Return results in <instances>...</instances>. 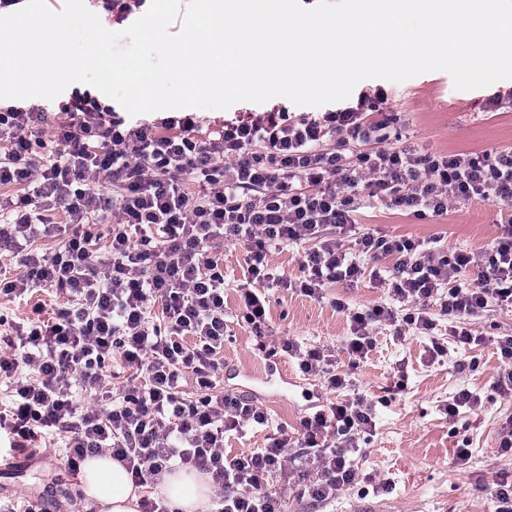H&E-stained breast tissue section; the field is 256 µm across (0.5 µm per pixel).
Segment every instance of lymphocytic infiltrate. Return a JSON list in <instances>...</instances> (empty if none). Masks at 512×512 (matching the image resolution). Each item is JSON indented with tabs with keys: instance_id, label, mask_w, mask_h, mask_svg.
Wrapping results in <instances>:
<instances>
[{
	"instance_id": "f902f5d3",
	"label": "lymphocytic infiltrate",
	"mask_w": 512,
	"mask_h": 512,
	"mask_svg": "<svg viewBox=\"0 0 512 512\" xmlns=\"http://www.w3.org/2000/svg\"><path fill=\"white\" fill-rule=\"evenodd\" d=\"M64 110L70 119L56 128L50 163L39 166L28 135L46 124L45 113L0 107V137L11 144L0 161V245L18 259L14 271H0V297L29 299L50 286L69 300L47 322L34 306V318L16 324L0 349V381L11 391L0 431L12 451L63 432L75 471L86 457L107 455L136 485L154 487L176 468L195 470L216 488L214 512H283L267 480L276 475L294 489L302 466L315 474L313 501L355 484L348 452L373 426L372 408L359 398L303 417L298 439L283 434L253 453L225 454L226 432L267 422L250 398L217 389L227 330L219 250L230 241L247 247L240 298L259 336L269 333L266 289L293 286L319 300L328 284L363 276L351 245L390 259L384 283L394 306L348 314L354 359L367 355L376 323L397 322L402 334L432 329L434 304L460 319L512 307V220L498 225L485 251L448 253L358 233L352 215L366 179L374 195L418 217L443 215L462 200L511 204L512 150L435 155L398 145L396 114L380 112L367 94L318 119L240 115L202 139L189 115L129 126L88 94ZM371 111L378 120H368ZM190 178L197 192L187 190ZM14 186L21 195H8ZM58 211L65 225L53 222ZM56 235L57 250H37V240ZM288 241L310 245L295 282L265 262ZM275 346L303 374L345 387L331 351L290 337ZM116 362L131 377L117 393L107 382ZM188 383L198 398H182ZM79 391L87 401L76 399Z\"/></svg>"
}]
</instances>
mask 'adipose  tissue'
I'll return each mask as SVG.
<instances>
[{
  "label": "adipose tissue",
  "instance_id": "adipose-tissue-1",
  "mask_svg": "<svg viewBox=\"0 0 512 512\" xmlns=\"http://www.w3.org/2000/svg\"><path fill=\"white\" fill-rule=\"evenodd\" d=\"M78 484L90 512H140L141 488L135 487L127 470L110 457L86 459ZM159 491L177 512H208L216 494L208 476L182 469L167 474Z\"/></svg>",
  "mask_w": 512,
  "mask_h": 512
}]
</instances>
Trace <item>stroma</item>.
Segmentation results:
<instances>
[{
  "label": "stroma",
  "mask_w": 512,
  "mask_h": 512,
  "mask_svg": "<svg viewBox=\"0 0 512 512\" xmlns=\"http://www.w3.org/2000/svg\"><path fill=\"white\" fill-rule=\"evenodd\" d=\"M358 88L384 92L382 108L398 114L404 144L439 154L512 149V79L463 91L455 89L448 73L432 71L401 83L367 79ZM497 89L504 96L494 105L490 98ZM273 107L296 118L335 109L331 103L323 109L297 106L280 97L263 104L240 102L226 110L199 109L197 134L205 136L240 113ZM354 206L362 230L435 240L442 247L470 252L489 248L497 224L512 217L508 206L470 200L452 203L442 216L418 218L386 205L367 189L355 196ZM244 257L239 243L225 244L222 250L224 311L232 335L224 344L222 384L254 398L269 421L242 435L227 434L225 453L256 451L279 428L295 427L302 417L358 394L375 412L374 429L360 436L353 454L360 481L321 504L290 494L287 512H493L494 478L512 480V460L498 456L496 439L500 424L512 417V398L495 387L500 360L488 339L512 334V307H493L472 318L475 334L486 339L479 346L456 343L451 318L435 306L430 309L431 330L413 329L400 339L390 324L376 326L372 349L354 362L345 352L352 336L350 322L332 302L341 300L355 310L391 304L388 288L371 274L372 269H385L386 261L360 256L365 270L361 282L347 288L329 285L320 301L291 290L272 292L271 333L296 337L306 347L331 349L337 371L348 380L347 387L334 392L305 378L294 360L268 354L245 324L237 293L244 282ZM436 342L444 346L442 355L431 353ZM463 389L477 396L479 409L448 417V401ZM8 446V440L0 439V507L18 512L28 502L50 512H87L58 443L41 441L21 454L9 452ZM463 446L469 456L462 460L456 450Z\"/></svg>",
  "instance_id": "stroma-1"
}]
</instances>
